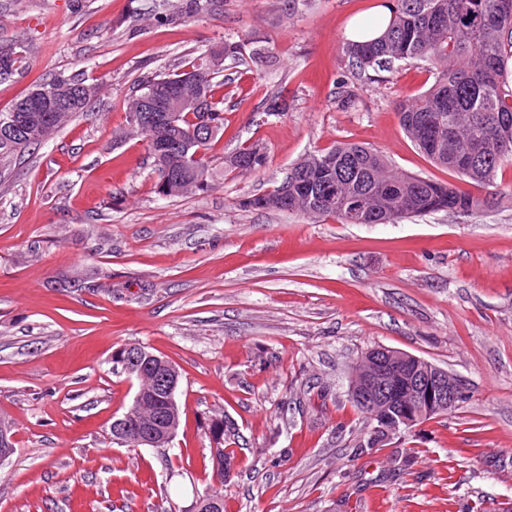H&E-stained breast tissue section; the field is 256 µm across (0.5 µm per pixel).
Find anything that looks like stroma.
Segmentation results:
<instances>
[{
    "mask_svg": "<svg viewBox=\"0 0 512 512\" xmlns=\"http://www.w3.org/2000/svg\"><path fill=\"white\" fill-rule=\"evenodd\" d=\"M380 2L310 0L289 16L284 0H0V45L26 56L0 82V112L41 79L101 86L0 167V418L15 436L0 512H192L213 484L203 423L224 415L239 432L224 512H512V468L495 465L512 455V162L478 187L415 148L396 105L431 86L432 64L361 71L342 53L347 25ZM240 40L263 59L225 63L211 165L251 143L265 165L205 195H158L145 144L118 136L127 99ZM342 80L358 92L348 108ZM281 90L288 112L265 115ZM339 142L497 203L395 224L238 207ZM131 344L181 372L171 447L112 440L135 393L114 356ZM376 345L448 370L466 398L356 458L348 377ZM401 450L415 463L390 476Z\"/></svg>",
    "mask_w": 512,
    "mask_h": 512,
    "instance_id": "stroma-1",
    "label": "stroma"
}]
</instances>
